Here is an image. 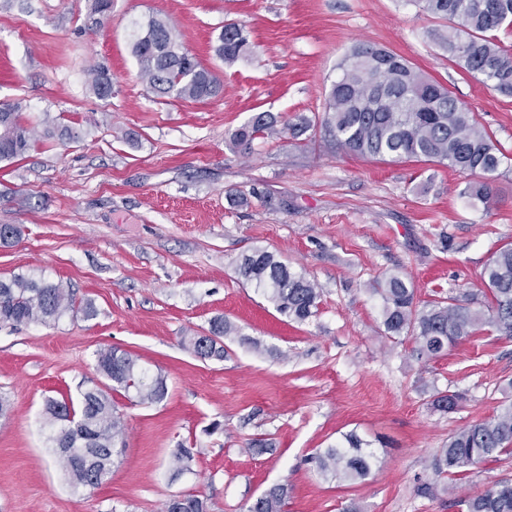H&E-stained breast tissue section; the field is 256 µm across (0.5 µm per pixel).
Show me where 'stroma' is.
<instances>
[{
	"label": "stroma",
	"instance_id": "35a3bbf8",
	"mask_svg": "<svg viewBox=\"0 0 512 512\" xmlns=\"http://www.w3.org/2000/svg\"><path fill=\"white\" fill-rule=\"evenodd\" d=\"M0 0V106L24 123L43 113L74 122L79 140H38L0 162V224L20 235L0 247V279L62 282L98 314L56 324L0 326V512H161L192 491L209 512H240L285 483V512H455L421 498L432 461L458 430L492 416L512 379V338L485 331L420 362L393 343L372 288L408 275L418 300L477 294L491 254L512 243V169L490 209L471 206L464 175L430 162L383 161L336 150L320 135H282L236 148L255 113L279 121L322 112L337 66L357 43L393 51L436 79L512 151V96L451 61L434 34L445 21L417 0ZM157 16L223 86L213 99L153 93L129 48L134 23ZM249 36L247 56L214 53L227 22ZM107 68L110 96L87 82ZM256 247L321 289L305 323L281 315L237 274ZM222 316L238 333L223 360H202L181 339ZM116 347L165 375L168 394L142 404L113 392L123 451L108 480L71 487L47 442L48 398L101 384L95 353ZM464 396L435 409L441 391ZM356 432L376 455L349 484L309 458ZM265 438L273 450L246 453ZM178 448L194 453L179 472ZM512 479V455L482 463L458 494Z\"/></svg>",
	"mask_w": 512,
	"mask_h": 512
}]
</instances>
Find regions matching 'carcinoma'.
I'll use <instances>...</instances> for the list:
<instances>
[{
  "label": "carcinoma",
  "mask_w": 512,
  "mask_h": 512,
  "mask_svg": "<svg viewBox=\"0 0 512 512\" xmlns=\"http://www.w3.org/2000/svg\"><path fill=\"white\" fill-rule=\"evenodd\" d=\"M422 9L436 18L454 23L452 31L439 35L442 46L469 75L504 94H512V53L497 44L496 32L512 27V0H420ZM249 43L239 24H224L217 36L215 54L234 61L247 52ZM141 79L152 90L179 99L205 100L221 92L218 79L186 50L173 29L150 17L137 25L131 42ZM392 63H380L377 48L359 44L339 64L320 121L306 116L278 126L269 112L255 114L233 134L234 144L249 146L257 138H272L285 132L298 138L319 129L336 149L361 157L432 162L480 180L467 184L464 195L471 203L489 209L497 195L496 181L502 167L512 168V152L505 149L479 122L475 113L460 103L447 88L426 77L407 59L386 51ZM94 93L112 92V77L104 67L89 73ZM42 138L75 141L79 135L50 113L42 120ZM36 142L34 128L20 118V106L0 107V161L20 159ZM238 275L263 291L276 310L297 323L318 311L321 297L317 284L292 272L265 248H255L242 257ZM486 291L482 298L438 296L415 301L414 288L398 274L387 275L375 292L382 300L381 323L394 340L409 338L419 359L433 360L448 349L488 328L512 337V245L495 252L484 267ZM92 319L97 309L90 300L76 301L63 284L14 275L0 280V324H51L65 316ZM237 334L222 317L210 321L208 334L183 337V345L203 360H224L220 339ZM97 368L108 385L84 389L78 397L49 399L45 425L53 430L57 463L71 484L102 485L112 472L124 420L112 403L109 391H133L142 403L159 404L168 393L164 376L151 375L127 351L116 347L96 352ZM461 400L456 392L436 393L433 407L451 411ZM74 412L77 425L68 420ZM512 454V402L489 419L464 427L448 439L437 453L434 478L416 487L417 495L433 497L448 487L445 476H463L490 458ZM325 478L356 481L366 478L374 454L362 448L354 433L344 441L311 457ZM288 485L276 484L247 501L241 512H284ZM459 512H512V480H499L475 495L450 502ZM165 512H208L207 499L183 492L166 502Z\"/></svg>",
  "instance_id": "cac0c4a2"
}]
</instances>
